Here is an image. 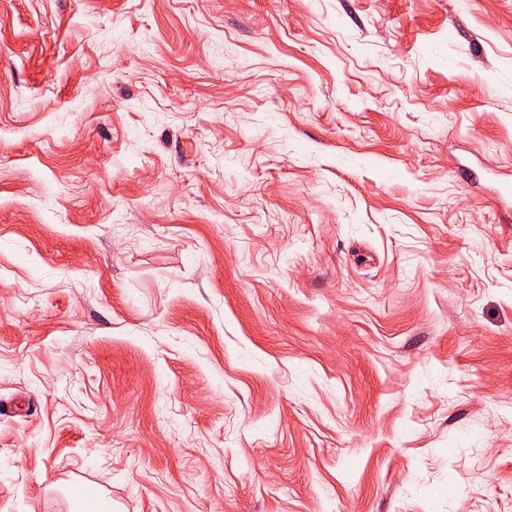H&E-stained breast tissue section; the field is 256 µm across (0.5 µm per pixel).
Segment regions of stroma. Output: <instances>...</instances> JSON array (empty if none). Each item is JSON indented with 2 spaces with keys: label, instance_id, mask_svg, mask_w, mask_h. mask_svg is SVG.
Wrapping results in <instances>:
<instances>
[{
  "label": "stroma",
  "instance_id": "35a3bbf8",
  "mask_svg": "<svg viewBox=\"0 0 512 512\" xmlns=\"http://www.w3.org/2000/svg\"><path fill=\"white\" fill-rule=\"evenodd\" d=\"M512 0H0V512H512ZM76 488V489H75ZM65 495L70 512H112V501L99 491L84 485L60 488Z\"/></svg>",
  "mask_w": 512,
  "mask_h": 512
}]
</instances>
